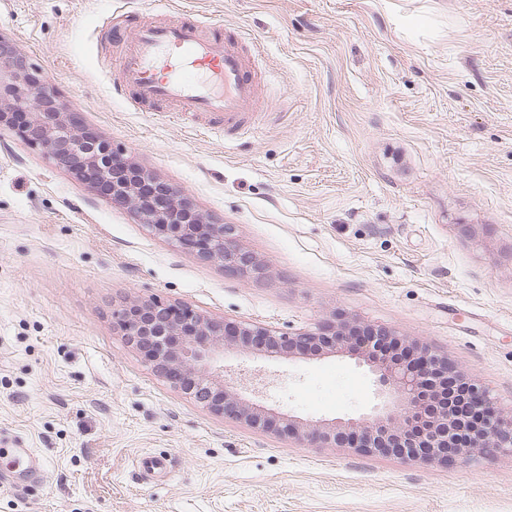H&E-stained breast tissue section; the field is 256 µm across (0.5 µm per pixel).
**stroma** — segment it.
<instances>
[{
    "label": "stroma",
    "mask_w": 512,
    "mask_h": 512,
    "mask_svg": "<svg viewBox=\"0 0 512 512\" xmlns=\"http://www.w3.org/2000/svg\"><path fill=\"white\" fill-rule=\"evenodd\" d=\"M189 11L253 39L276 110L226 142L133 108L127 42L100 43ZM0 33L264 268L226 273L0 130V512H512L511 455L301 446L171 387L114 315L156 299L293 334L339 313L430 345L512 412V0H0ZM224 373L302 419L374 403L346 356L231 351Z\"/></svg>",
    "instance_id": "obj_1"
}]
</instances>
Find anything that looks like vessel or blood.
Returning a JSON list of instances; mask_svg holds the SVG:
<instances>
[{"label":"vessel or blood","mask_w":512,"mask_h":512,"mask_svg":"<svg viewBox=\"0 0 512 512\" xmlns=\"http://www.w3.org/2000/svg\"><path fill=\"white\" fill-rule=\"evenodd\" d=\"M195 18L138 29L119 59V90L135 103L167 102L178 120L196 124L212 118L218 132H233L263 110L254 50L237 32L206 38Z\"/></svg>","instance_id":"obj_1"}]
</instances>
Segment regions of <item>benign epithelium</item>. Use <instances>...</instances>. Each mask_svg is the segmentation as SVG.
<instances>
[{"label": "benign epithelium", "instance_id": "benign-epithelium-1", "mask_svg": "<svg viewBox=\"0 0 512 512\" xmlns=\"http://www.w3.org/2000/svg\"><path fill=\"white\" fill-rule=\"evenodd\" d=\"M27 116L22 136L49 159L88 181L113 203L133 209L140 223L178 246L224 264L237 274H257L253 257L233 240L230 227L204 217L189 197L166 186L157 194L142 189L152 177L67 113L47 78L34 79L26 57L0 34V129L11 116ZM127 340L138 346L155 372L206 410L279 435H293L308 446L344 443L363 454H391L453 466L474 454H512V417H505L477 380L448 357L428 347L416 359L393 362L387 348L399 343L391 329L341 321L315 332L277 334L256 323L217 319L186 306L157 300L136 301L118 312ZM255 350L269 357L293 358L310 352L346 354L367 366L379 399L370 412L346 420L303 421L243 397L224 381V355ZM462 386L469 415L458 424L425 409L440 385Z\"/></svg>", "mask_w": 512, "mask_h": 512}]
</instances>
